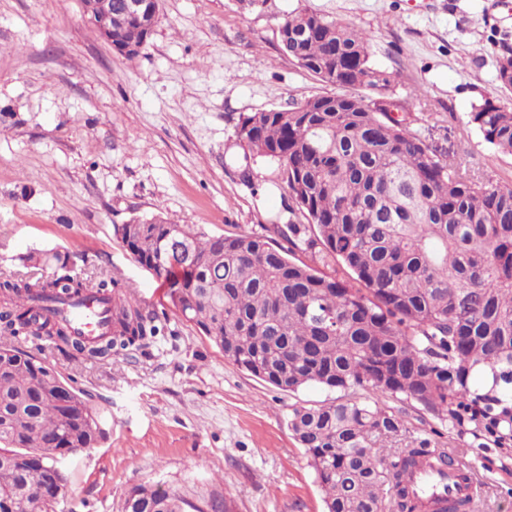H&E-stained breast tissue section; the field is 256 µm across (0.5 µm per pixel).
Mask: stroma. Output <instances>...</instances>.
<instances>
[{
  "label": "stroma",
  "instance_id": "obj_1",
  "mask_svg": "<svg viewBox=\"0 0 512 512\" xmlns=\"http://www.w3.org/2000/svg\"><path fill=\"white\" fill-rule=\"evenodd\" d=\"M310 9L367 33L391 94L436 154L469 152L476 169L512 187V154L469 124L472 104L512 102L496 80L512 46V0H161L135 58L86 23L80 0H0V279L40 276L20 257L74 253L96 287L116 277L143 305L165 311L145 351L90 362L54 348L47 364L92 395L108 436L68 458L57 512H122L139 485L231 512H323L322 493L288 428L298 402L331 394L276 389L225 359L168 309L164 291L114 236V225L156 213L212 235L303 223L275 183L276 163L239 167L240 115L335 94L279 46L288 13ZM480 473L473 512H512V460L465 448Z\"/></svg>",
  "mask_w": 512,
  "mask_h": 512
}]
</instances>
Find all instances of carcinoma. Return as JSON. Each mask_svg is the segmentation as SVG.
<instances>
[{
	"mask_svg": "<svg viewBox=\"0 0 512 512\" xmlns=\"http://www.w3.org/2000/svg\"><path fill=\"white\" fill-rule=\"evenodd\" d=\"M120 4L112 0L118 41L139 27L118 17ZM279 40L322 82L376 94L316 95L240 115L244 159L277 164L307 223L224 236L158 213L114 226L115 236L224 358L282 391L339 393L288 414L325 512H464L466 499L414 494L410 477L421 466L464 483L468 473L431 437L393 447L407 427L377 396L413 401L468 447L512 459V189L476 173L464 151L432 153L393 116L404 107L388 95L391 75L373 65L366 33L302 9L285 18ZM497 81L512 91L507 44ZM468 123L512 154L511 108L485 98ZM20 261L52 274L0 282V512H55L68 481L60 463L106 432L84 390L15 341L104 359L148 348L161 316L103 280L111 332L86 343L55 313L85 291L65 273L70 256L38 251ZM336 265L348 278L322 271ZM192 506L175 491L137 486L124 512Z\"/></svg>",
	"mask_w": 512,
	"mask_h": 512,
	"instance_id": "carcinoma-1",
	"label": "carcinoma"
}]
</instances>
